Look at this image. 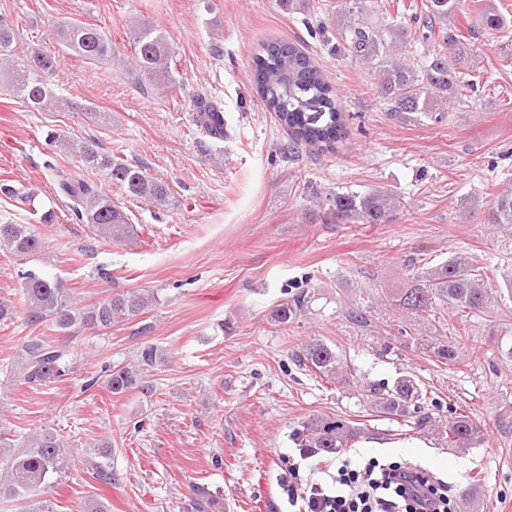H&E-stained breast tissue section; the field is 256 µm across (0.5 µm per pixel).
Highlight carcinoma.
<instances>
[{"label":"carcinoma","mask_w":512,"mask_h":512,"mask_svg":"<svg viewBox=\"0 0 512 512\" xmlns=\"http://www.w3.org/2000/svg\"><path fill=\"white\" fill-rule=\"evenodd\" d=\"M459 0H425L423 9L405 24L374 25L366 18L365 0H346L337 16L345 50L365 63L378 79L377 92L390 105L391 115L405 118L415 113L446 112L461 95L460 74L471 58L468 38L451 24ZM63 50L95 64L113 59L112 38L101 27L74 19L57 30ZM140 80L154 89L172 85L170 63L174 44L146 21L134 22L129 30ZM16 60L9 87L15 97L37 111L57 112L67 106L49 87L47 76L57 67L59 57L43 51L21 50L10 22L0 17V56ZM257 89L268 111L275 113L292 137L291 145L333 149L347 138L340 97L329 78L296 44L270 42L262 45L253 59ZM198 122L214 134H224V117L214 106L199 113ZM90 165L108 169L111 181L126 195L154 207L166 204L168 185L137 165L123 159L101 156L93 142L67 143ZM57 192L70 202L71 210L104 237L123 241L134 236L127 213L97 186L64 171L56 174ZM395 194L375 190L365 194L338 193L332 199L329 215L346 224H390L402 209ZM488 224H512V190L496 193L487 210ZM0 245L19 258L33 257L45 249V242L28 224H0ZM20 288L25 305L35 319H48L55 329L68 333L77 325L109 327L141 316L157 302L155 293L132 289L85 306L71 289L58 279H47L33 271L22 274ZM382 301L393 310L423 321L435 307L448 306L463 313L482 311L490 295L481 270L468 258L456 254L421 273H414L403 288L384 293ZM308 304L301 295L279 306L278 322L284 324L301 314ZM459 340L431 337L429 351L441 363L456 359ZM70 356L69 348L51 340L26 341L9 375L26 384H41L57 378L61 365ZM297 361L321 376L332 379L346 373L341 356L320 339H313L295 353ZM164 360L162 351L148 345L135 364L115 367L107 386L122 394L140 385L145 368ZM366 397L382 413L412 424L417 433L437 431L450 448H475L484 443L481 427L471 417L454 412L443 422L422 412L423 391L414 379L398 377L393 384L371 385ZM356 430L342 420L313 419L296 433L299 448L319 454H334L351 447ZM66 442L44 429L24 447L10 455L6 473H0V494L25 501V512H55L52 502L40 498V488L54 475L69 468Z\"/></svg>","instance_id":"obj_1"}]
</instances>
